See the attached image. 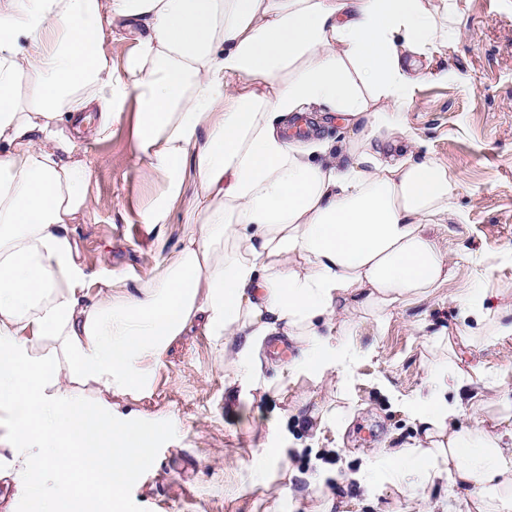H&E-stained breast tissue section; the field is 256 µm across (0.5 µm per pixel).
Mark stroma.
<instances>
[{"instance_id": "stroma-1", "label": "stroma", "mask_w": 512, "mask_h": 512, "mask_svg": "<svg viewBox=\"0 0 512 512\" xmlns=\"http://www.w3.org/2000/svg\"><path fill=\"white\" fill-rule=\"evenodd\" d=\"M457 8L462 37L416 58L403 112L405 126L457 180L452 204L464 222L448 240L453 278L415 305L359 316L360 359L340 386L301 375L250 400L228 401L223 352L200 328L188 329L153 365L144 396L114 399L156 430L147 468L127 482L125 512H304L329 492L346 512H411L423 494L468 512L475 486L451 498L441 485L398 488L387 478L390 449L416 436L396 401L425 392L432 334L457 333L459 288L479 277L512 299V0H457ZM133 149L126 114L86 151L94 161L92 208L66 231L92 280L106 270L145 274L157 258L155 236L139 224L138 211L161 181L138 175ZM469 342L467 360L491 371L481 416L492 428L499 396L512 391V337ZM268 443L287 449L298 479L290 487L278 480L243 489L251 451Z\"/></svg>"}]
</instances>
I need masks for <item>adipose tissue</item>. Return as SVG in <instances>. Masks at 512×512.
Here are the masks:
<instances>
[{
  "label": "adipose tissue",
  "mask_w": 512,
  "mask_h": 512,
  "mask_svg": "<svg viewBox=\"0 0 512 512\" xmlns=\"http://www.w3.org/2000/svg\"><path fill=\"white\" fill-rule=\"evenodd\" d=\"M451 13L448 0H0V412L4 475L30 512H123L152 430L85 391L143 393L186 329L222 347L224 387L243 398L349 370L356 310L448 283L456 182L418 154L402 112L407 59L462 34ZM120 30L133 48L118 67L104 38ZM131 100L136 169L164 181L139 213L159 256L142 276L105 272L91 295L65 231L90 210L91 170L62 154L69 133L108 138ZM316 107L343 118L346 141L288 140ZM491 296L462 289L460 321L512 335V305ZM274 339L295 354L271 379ZM488 377L439 360L426 394L398 402L419 437L390 450L392 481L475 484L474 512H512V429L478 416ZM49 479L66 494L47 497Z\"/></svg>",
  "instance_id": "1"
}]
</instances>
